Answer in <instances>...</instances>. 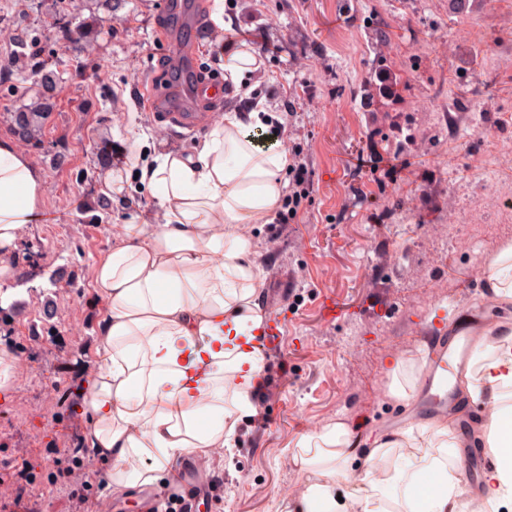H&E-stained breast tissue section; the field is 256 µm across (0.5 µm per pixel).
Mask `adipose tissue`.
I'll list each match as a JSON object with an SVG mask.
<instances>
[{
	"label": "adipose tissue",
	"instance_id": "obj_1",
	"mask_svg": "<svg viewBox=\"0 0 512 512\" xmlns=\"http://www.w3.org/2000/svg\"><path fill=\"white\" fill-rule=\"evenodd\" d=\"M259 113L225 114L192 153L157 154L143 172L157 191L151 224L117 227L118 241L96 263L94 287L105 306L94 379L86 392L84 443L107 464L106 487L119 495L173 473L188 455L227 446L252 411L250 391L263 372L254 344L263 317L259 278L243 224L270 223L290 165L287 149L267 152L249 136ZM42 170L0 140V276L41 209ZM466 390L491 387L495 411L485 424L497 465L487 478L492 512H512V333L476 359ZM234 380L225 395V380ZM445 425L425 426L360 452L343 421L302 437L309 481L288 512H459L457 447ZM400 452L412 473L402 492L388 459ZM433 484L420 488V477Z\"/></svg>",
	"mask_w": 512,
	"mask_h": 512
}]
</instances>
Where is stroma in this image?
<instances>
[{"mask_svg": "<svg viewBox=\"0 0 512 512\" xmlns=\"http://www.w3.org/2000/svg\"><path fill=\"white\" fill-rule=\"evenodd\" d=\"M194 57L206 77H223L209 34L210 0H197ZM224 31L236 43L273 46L250 83L273 121L287 91L304 86L288 143L312 174L294 220L249 228L261 310L282 314L281 344L262 355L253 412L234 446L187 458L204 482H223L199 512H284L279 491H302L294 456L306 430L341 420L359 449L420 428L431 401L424 382L390 396L399 357L422 362L420 321L454 329L463 308L512 325L486 278L490 260L512 245V0H232ZM88 44L74 45L79 33ZM175 44L158 0H0V140L10 113L44 100L40 142L21 149L44 172L40 219L0 278V350L19 385L0 397V512H73L72 489L88 481L106 512H137L134 489L109 496L103 465L84 444L81 391L95 362L104 307L93 269L116 241L114 225L153 223L156 199L130 166L166 147L189 153L204 132L159 128L139 94L156 100L174 86ZM55 75L52 89L36 68ZM110 223L95 221L107 175ZM458 227L470 248L451 241ZM339 314L327 322L321 301ZM24 409V426L13 416Z\"/></svg>", "mask_w": 512, "mask_h": 512, "instance_id": "35a3bbf8", "label": "stroma"}]
</instances>
